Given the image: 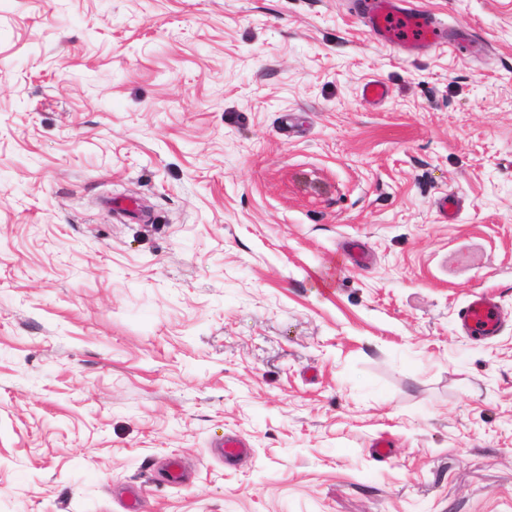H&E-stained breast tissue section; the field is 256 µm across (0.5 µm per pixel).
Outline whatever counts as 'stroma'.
<instances>
[{"instance_id":"obj_1","label":"stroma","mask_w":512,"mask_h":512,"mask_svg":"<svg viewBox=\"0 0 512 512\" xmlns=\"http://www.w3.org/2000/svg\"><path fill=\"white\" fill-rule=\"evenodd\" d=\"M411 3L0 0V512H512V0ZM403 0H366L362 4L360 17L367 30L377 40L406 49L429 47L447 40L434 18L424 15ZM402 20L409 23L412 31L405 36H395L392 25ZM462 327L469 336L490 337L500 330L498 308L485 293L475 294L469 299L460 314Z\"/></svg>"}]
</instances>
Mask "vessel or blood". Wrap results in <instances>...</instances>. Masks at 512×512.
I'll use <instances>...</instances> for the list:
<instances>
[{
    "instance_id": "1",
    "label": "vessel or blood",
    "mask_w": 512,
    "mask_h": 512,
    "mask_svg": "<svg viewBox=\"0 0 512 512\" xmlns=\"http://www.w3.org/2000/svg\"><path fill=\"white\" fill-rule=\"evenodd\" d=\"M360 17L377 40L415 49L440 44L443 30L434 18L408 5L407 0H364ZM467 335L490 337L500 330L498 308L487 294L473 295L460 314Z\"/></svg>"
}]
</instances>
